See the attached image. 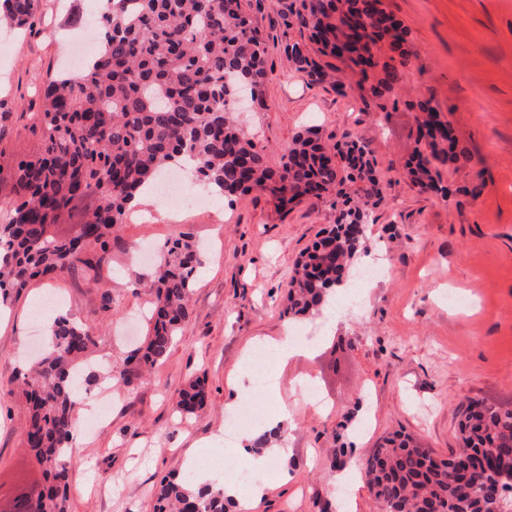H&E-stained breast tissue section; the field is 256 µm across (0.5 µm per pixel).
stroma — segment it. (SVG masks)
Masks as SVG:
<instances>
[{
	"label": "stroma",
	"instance_id": "35a3bbf8",
	"mask_svg": "<svg viewBox=\"0 0 512 512\" xmlns=\"http://www.w3.org/2000/svg\"><path fill=\"white\" fill-rule=\"evenodd\" d=\"M410 31V72L396 99L366 103L358 78L337 71L348 96L314 84L284 47L299 37L286 26L281 0H265L251 17L267 43L265 106H243L240 121L270 166L294 136L315 126L351 133L370 149L382 200L371 208L365 245L379 251L385 277L362 303L345 306L332 331L320 320L299 323L313 345L307 355L276 361L269 413L287 409L289 468H260L264 495L254 512H319L338 503L344 483L356 487L352 512H380L359 465L383 438L400 431L445 457L459 446L461 407L471 399L512 406V0H386ZM59 0H42L44 28L0 42V207L13 199L17 163L37 150L42 90L67 67L74 33L97 31L64 22ZM429 99L473 160L440 165L449 190L440 197L413 185L404 168L417 147L411 102ZM338 215L330 201L309 199L288 210L267 193L215 197L208 208L173 215L141 207L110 243L103 287L83 274L39 277L12 294L0 315V501L41 479L25 447L26 403L16 377L43 335L32 332L40 303L64 300L60 313L97 340L89 365L97 392L109 384L105 363L128 364V382L111 386L110 415L76 433L69 460L68 512H154V488L183 474L198 454L206 465L211 440L223 439L227 412L239 399L257 401L248 381L228 384L246 344L280 335L291 270ZM189 233L205 254L197 270L191 313L166 359L147 368L131 356L147 332L154 269L138 263L146 247L162 250ZM220 263H213L214 253ZM465 295L462 307L449 293ZM201 379L208 395L195 415L179 417V391ZM312 381L324 402L315 411L300 391ZM349 463L332 467L338 449Z\"/></svg>",
	"mask_w": 512,
	"mask_h": 512
}]
</instances>
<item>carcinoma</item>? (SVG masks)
I'll use <instances>...</instances> for the list:
<instances>
[{
    "mask_svg": "<svg viewBox=\"0 0 512 512\" xmlns=\"http://www.w3.org/2000/svg\"><path fill=\"white\" fill-rule=\"evenodd\" d=\"M308 40L286 45L288 58L310 81L321 83L336 66L316 53L371 78V96L392 94L406 79L409 29L384 0H299L287 5ZM39 0H0V17L17 27L36 23ZM102 39L78 76L59 75L43 92L45 151L17 164L16 201L0 224V299L36 276L99 269L112 230L126 221L130 202L172 168H186L224 197L253 189L286 209L310 197L335 194L336 226L316 240L296 264L285 313L300 318L321 311L327 295L346 285L363 240L379 180L370 150L346 132L329 147L317 132L295 136L272 168L230 104L254 85L265 95V40L243 0H111L100 20ZM390 53H385L384 48ZM418 148L408 162L411 181L448 197L432 161L468 162L456 135L429 100L417 103ZM94 198L82 224L94 240L62 239L52 226L65 223L74 203ZM202 255L187 236L161 255L151 283V328L140 362L154 367L179 336ZM97 342L83 325L60 317L49 350L20 374L29 405L26 444L49 483L31 507L10 512H68V459L77 407L76 375ZM199 381L178 402L193 413L204 406ZM460 448L446 458L402 433L383 439L363 463L362 477L385 512H500L497 488L512 487V408L467 402L459 422ZM224 483L197 486L194 476L161 480L155 512H228Z\"/></svg>",
    "mask_w": 512,
    "mask_h": 512,
    "instance_id": "cac0c4a2",
    "label": "carcinoma"
}]
</instances>
